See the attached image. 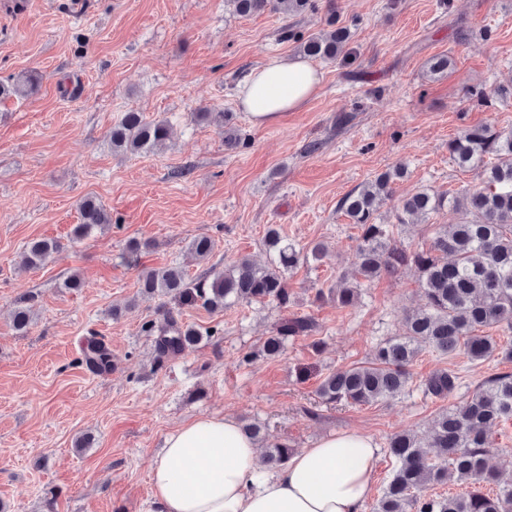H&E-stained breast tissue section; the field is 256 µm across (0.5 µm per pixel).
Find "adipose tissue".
I'll return each mask as SVG.
<instances>
[{
    "instance_id": "adipose-tissue-1",
    "label": "adipose tissue",
    "mask_w": 512,
    "mask_h": 512,
    "mask_svg": "<svg viewBox=\"0 0 512 512\" xmlns=\"http://www.w3.org/2000/svg\"><path fill=\"white\" fill-rule=\"evenodd\" d=\"M321 79L303 57L273 56L242 87L240 106L263 125L300 109ZM378 452L370 436L347 430L297 451L270 474L236 421L202 416L168 435L151 467L150 512H364Z\"/></svg>"
}]
</instances>
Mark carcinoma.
<instances>
[{
    "mask_svg": "<svg viewBox=\"0 0 512 512\" xmlns=\"http://www.w3.org/2000/svg\"><path fill=\"white\" fill-rule=\"evenodd\" d=\"M243 16L265 11L302 14L312 9V0H230ZM350 32L345 28L321 31L299 46L305 57L334 62L346 55ZM452 64L446 55L427 61L432 76L448 72ZM41 75L25 71L7 83H0V98L31 96L38 92ZM164 120H148L140 112H128L109 133L112 151L125 154L152 152L169 139ZM448 152L461 167L482 171L481 185L461 196L447 197L421 189L405 198L398 215L399 224L426 221L433 212L448 208L460 215L454 224H440L430 246L411 250L392 239L389 225L378 223V206L392 185L407 174L396 164L374 176L340 202L344 215L360 230L356 250L357 273L370 282L383 274L394 275L405 268L415 270L424 305L405 313L403 334L379 344L371 361L336 370L321 381L317 394L325 404L365 406L405 394L413 383L410 366L429 349L450 355L461 349L473 362L494 356L497 344L482 330L504 327L512 330V130L497 131L488 125L464 130L448 142ZM80 222L72 231L84 239L96 228L112 223L110 213L93 198L79 207ZM270 262L256 265L240 256L222 270L211 269L196 282L187 280L178 266L151 268L138 276L137 296L150 299L168 297L179 307L201 306L210 310L238 304L273 303L286 309L294 303V292L286 273L312 258L321 259L327 246L314 243L305 252L288 242L272 225L265 235ZM58 249L49 239L29 242L22 253L28 268L43 265ZM214 249L209 237L195 239L190 250L199 259ZM361 296L358 287L336 289V302L351 307ZM33 320L30 300L17 302L12 313L14 330L28 332ZM314 328L307 316L281 321L270 335L243 356L274 359L284 355L288 341L308 335ZM154 337L159 357L182 352L202 338L191 325L178 321L166 310L163 320L146 327ZM83 362L103 373L112 365L109 348L91 341ZM459 377L438 370L421 380L418 388L433 401H444L458 388ZM512 420V373H497L479 385L462 404L442 409L424 434L403 432L392 437L387 452L396 468L384 484L372 512H512V483L500 480L491 465L493 448L486 429ZM245 434L265 447L260 459L266 470L282 466L292 455L285 443H266L261 425L242 426ZM456 475L466 485L462 492L448 495L430 492Z\"/></svg>",
    "mask_w": 512,
    "mask_h": 512,
    "instance_id": "1",
    "label": "carcinoma"
}]
</instances>
